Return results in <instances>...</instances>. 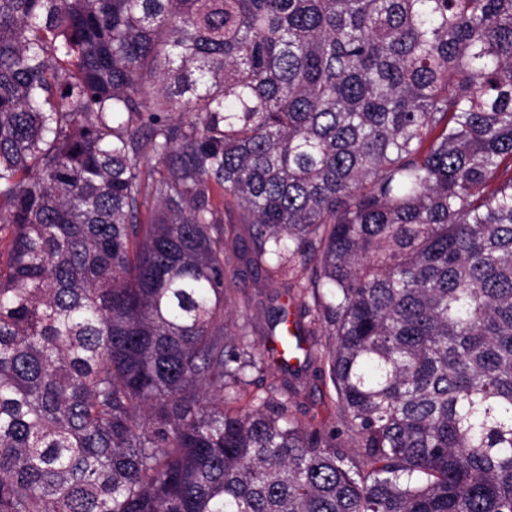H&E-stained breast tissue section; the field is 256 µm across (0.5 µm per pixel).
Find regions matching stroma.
Returning a JSON list of instances; mask_svg holds the SVG:
<instances>
[{
    "label": "stroma",
    "instance_id": "35a3bbf8",
    "mask_svg": "<svg viewBox=\"0 0 512 512\" xmlns=\"http://www.w3.org/2000/svg\"><path fill=\"white\" fill-rule=\"evenodd\" d=\"M248 247L247 225H235L227 255L233 266L241 268L242 274L231 282L229 309L237 324L248 327L250 341L262 351L265 361L262 371L251 373L252 383L247 386L242 401L246 404L257 402L266 386L273 382L287 388L291 409L301 421L314 416L326 429L338 430L336 392L329 377L322 374L321 363L284 371L269 351L271 340L278 334L277 327L272 324L274 311L285 307L291 314L299 315L301 301L287 298L283 289L269 286L262 273L245 268L244 256Z\"/></svg>",
    "mask_w": 512,
    "mask_h": 512
}]
</instances>
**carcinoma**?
Here are the masks:
<instances>
[{
  "instance_id": "carcinoma-1",
  "label": "carcinoma",
  "mask_w": 512,
  "mask_h": 512,
  "mask_svg": "<svg viewBox=\"0 0 512 512\" xmlns=\"http://www.w3.org/2000/svg\"><path fill=\"white\" fill-rule=\"evenodd\" d=\"M5 229L0 512H512V0H0ZM248 227L246 224H234V233L229 239L227 256L231 265L239 267L242 275L230 282V306L233 318L238 325H246L251 333L248 340L255 344L257 350L264 353L263 371H253L250 375L251 385L237 404L245 407L250 402L258 404V397H264L265 387L271 382L285 387L288 385V398L293 413L302 422H307L310 415L317 413V421L323 423L327 430L336 429V434L343 431L336 411V392L329 379L328 367L318 361L311 365L302 363L292 371H282L269 351L270 342L278 336L279 326L272 327V315L281 306L288 308L296 318L301 310L302 298L289 299L283 288L269 286L261 272L247 269L244 256L249 247ZM321 369H325V376ZM300 323L304 333L306 334L304 337L307 344L314 345V348L324 350L326 345L331 341V336H327L323 325L318 324L317 322H311L310 317H302Z\"/></svg>"
}]
</instances>
